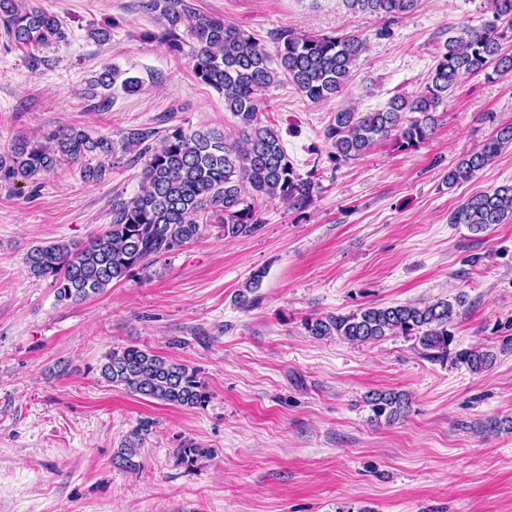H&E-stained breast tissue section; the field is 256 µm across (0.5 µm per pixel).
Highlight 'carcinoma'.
<instances>
[{
  "instance_id": "1",
  "label": "carcinoma",
  "mask_w": 512,
  "mask_h": 512,
  "mask_svg": "<svg viewBox=\"0 0 512 512\" xmlns=\"http://www.w3.org/2000/svg\"><path fill=\"white\" fill-rule=\"evenodd\" d=\"M352 14L369 13L395 18L413 10L418 0H343ZM495 21L481 28H467L451 36L425 90L396 95L387 106L370 112L346 107L334 116L327 130L336 163L354 160L383 140L394 139L396 149L414 150L430 138L438 121V107L466 76L487 79L512 72V0H492ZM165 27L159 38L169 51H181L180 27L195 40L192 71L202 83L224 95V107L239 119L241 137L230 140L216 130L174 128L154 146L151 129H132L120 143L92 137L70 126L48 134L47 142L21 137L0 154V181L15 179L35 183L68 161L81 163L82 176L102 182L111 173L107 159L131 155L129 162L143 163L140 193L130 199L112 200V222L81 243L60 241L33 246L25 258L29 275L50 279L59 303H78L105 293L122 280L140 279L159 257L177 251L203 234L206 221L218 216L224 237H246L261 227L257 207L279 200L304 208L313 199L318 183L314 174L302 177L288 157L279 133L259 118L260 93L288 78L312 102L341 95L351 68L368 47L360 33L296 34L277 37V65L262 43L240 28L211 15H201L184 0H151ZM504 19L500 26L497 21ZM0 25L17 45L45 47L65 38L59 19L19 0H0ZM116 74L102 70L89 83L112 89ZM512 144V125L500 127L481 148L461 158L448 172V185L469 180L489 165L502 148ZM97 160L93 165L90 160ZM512 219V185L475 194L450 215L449 223L466 224L483 231ZM455 302L436 300L391 306H370L346 315L310 317L306 331L316 337L336 336L355 343L379 341L386 336H412L423 355L435 361L448 359L453 335L448 326L458 315ZM495 362L485 347L464 349L454 363L479 373ZM100 376L145 399L187 409L208 406L211 394L197 369L134 345L114 348L100 366ZM375 417L389 422L409 408L402 392H374L367 396ZM154 422L141 419L117 452L119 466L136 472L141 468V447L152 434ZM213 451L195 442L175 449L176 463L188 468L210 458Z\"/></svg>"
}]
</instances>
